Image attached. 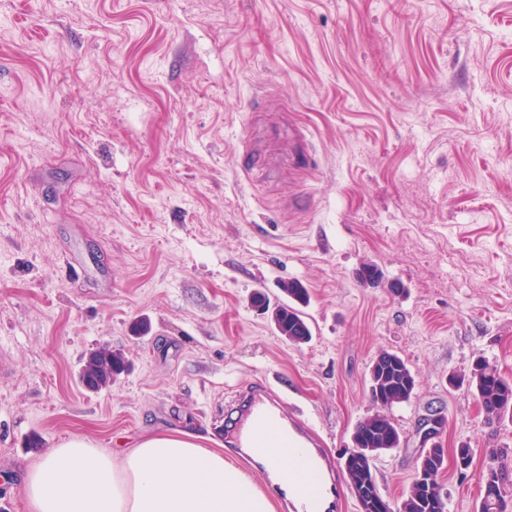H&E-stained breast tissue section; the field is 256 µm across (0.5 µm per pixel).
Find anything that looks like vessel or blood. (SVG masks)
I'll list each match as a JSON object with an SVG mask.
<instances>
[{
	"label": "vessel or blood",
	"instance_id": "b4317fda",
	"mask_svg": "<svg viewBox=\"0 0 512 512\" xmlns=\"http://www.w3.org/2000/svg\"><path fill=\"white\" fill-rule=\"evenodd\" d=\"M270 429L287 438L295 449L303 471L310 473L317 485L316 498L298 495L293 485L281 484L277 493L290 512H337L341 478H323V468L331 467L333 458L324 450V440L300 415L297 407L269 392L264 382H256L247 409L235 426L239 447L256 445L259 430Z\"/></svg>",
	"mask_w": 512,
	"mask_h": 512
}]
</instances>
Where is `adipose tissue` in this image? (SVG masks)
<instances>
[{"instance_id":"obj_1","label":"adipose tissue","mask_w":512,"mask_h":512,"mask_svg":"<svg viewBox=\"0 0 512 512\" xmlns=\"http://www.w3.org/2000/svg\"><path fill=\"white\" fill-rule=\"evenodd\" d=\"M258 440L253 457L265 460L278 479L311 488L294 449L268 431ZM22 489L30 512H274L223 451L185 430L143 437L119 454L71 437L26 469Z\"/></svg>"}]
</instances>
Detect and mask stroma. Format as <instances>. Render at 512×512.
Wrapping results in <instances>:
<instances>
[{
  "label": "stroma",
  "instance_id": "35a3bbf8",
  "mask_svg": "<svg viewBox=\"0 0 512 512\" xmlns=\"http://www.w3.org/2000/svg\"><path fill=\"white\" fill-rule=\"evenodd\" d=\"M291 280L305 344L252 305ZM104 347L127 370L91 392ZM384 350L416 387L381 494L437 446L447 512H478L492 452L512 469L466 386L480 358L512 382V0H0V512L76 435L185 429L269 489L238 392L265 381L339 459Z\"/></svg>",
  "mask_w": 512,
  "mask_h": 512
}]
</instances>
